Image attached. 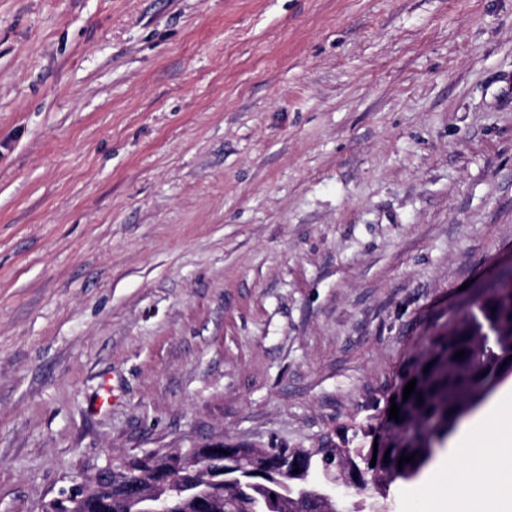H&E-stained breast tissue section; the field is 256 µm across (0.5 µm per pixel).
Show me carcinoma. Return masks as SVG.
<instances>
[{
    "label": "carcinoma",
    "mask_w": 512,
    "mask_h": 512,
    "mask_svg": "<svg viewBox=\"0 0 512 512\" xmlns=\"http://www.w3.org/2000/svg\"><path fill=\"white\" fill-rule=\"evenodd\" d=\"M458 351L465 356L455 358ZM511 363L512 269L432 333L421 355L399 375L394 396L401 421L388 419L386 408L359 429L357 447L332 438L325 447L336 449L343 469L358 472L361 485L384 498L396 482L419 477ZM413 379L415 391L405 400L404 387ZM192 455L206 463L208 474L172 468L163 450L128 462L115 457L112 471L98 474L92 492L79 488L62 499V512H139L143 503L130 488L134 480L164 499L167 512H305L298 492L321 491L313 473L324 472V462L311 448L239 445L220 453L202 446ZM409 455L413 460L397 468L398 459Z\"/></svg>",
    "instance_id": "cac0c4a2"
}]
</instances>
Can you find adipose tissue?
<instances>
[{"mask_svg":"<svg viewBox=\"0 0 512 512\" xmlns=\"http://www.w3.org/2000/svg\"><path fill=\"white\" fill-rule=\"evenodd\" d=\"M512 512V396L469 433L461 456L411 495L408 512Z\"/></svg>","mask_w":512,"mask_h":512,"instance_id":"obj_1","label":"adipose tissue"}]
</instances>
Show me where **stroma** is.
<instances>
[{"mask_svg":"<svg viewBox=\"0 0 512 512\" xmlns=\"http://www.w3.org/2000/svg\"><path fill=\"white\" fill-rule=\"evenodd\" d=\"M509 264L512 0H0V512L318 447Z\"/></svg>","mask_w":512,"mask_h":512,"instance_id":"stroma-1","label":"stroma"}]
</instances>
